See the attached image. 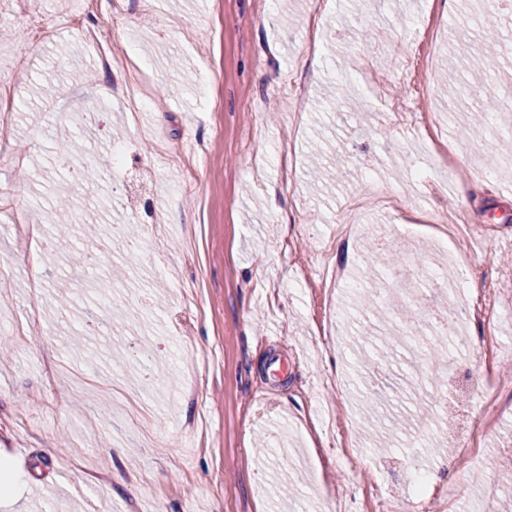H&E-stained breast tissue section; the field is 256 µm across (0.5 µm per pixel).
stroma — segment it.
I'll return each mask as SVG.
<instances>
[{"label":"stroma","mask_w":512,"mask_h":512,"mask_svg":"<svg viewBox=\"0 0 512 512\" xmlns=\"http://www.w3.org/2000/svg\"><path fill=\"white\" fill-rule=\"evenodd\" d=\"M0 0V106L13 137L0 147V448L10 499L0 512H338L370 501L394 512L418 491L428 512H512V415L472 387L489 337L493 370L512 396V161L486 164L499 135H443L434 114L459 118L499 100L512 114V5L484 0ZM100 27L132 65L105 71L79 31ZM504 34L488 46L484 34ZM489 58L502 82L472 81L465 60ZM145 67L150 103L131 119L107 87ZM93 116L77 142L94 165L72 195L110 220L79 246L91 263L60 308L64 239L16 250L26 211L54 235L50 197L65 177L50 128ZM126 151L122 169L112 150ZM487 165V164H486ZM461 217L448 240L465 285L426 288L421 315L488 307L465 344L448 339L433 430L377 453L362 399H336L337 359L369 360L377 390L399 400L408 381L376 350L360 351V316L326 268L372 270L369 233L442 235L432 215ZM135 221L136 253L105 252ZM495 419L465 449L457 429ZM284 440L287 458L260 451ZM420 455L414 483L407 457Z\"/></svg>","instance_id":"obj_1"}]
</instances>
